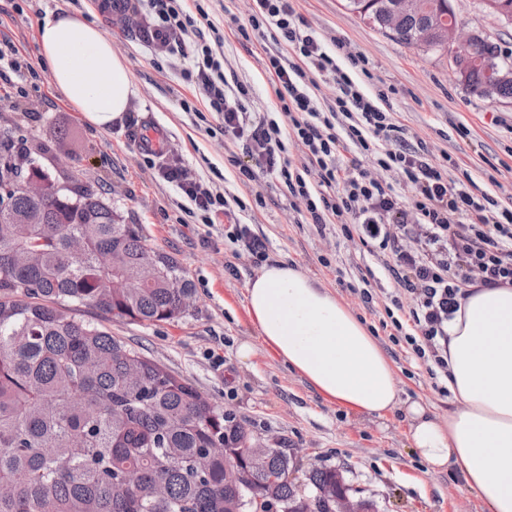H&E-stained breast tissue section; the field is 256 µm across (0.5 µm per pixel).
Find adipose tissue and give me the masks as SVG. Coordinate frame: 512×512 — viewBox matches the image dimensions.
Listing matches in <instances>:
<instances>
[{
	"mask_svg": "<svg viewBox=\"0 0 512 512\" xmlns=\"http://www.w3.org/2000/svg\"><path fill=\"white\" fill-rule=\"evenodd\" d=\"M39 43L52 81L86 121L103 129L122 122L133 84L97 27L61 13L43 24ZM246 311L326 403L378 418L403 409L409 445L430 469H456L489 512H512V288L468 289L449 320L444 419L420 402L402 404L376 340L298 265L263 266L247 285Z\"/></svg>",
	"mask_w": 512,
	"mask_h": 512,
	"instance_id": "ef3b65f1",
	"label": "adipose tissue"
}]
</instances>
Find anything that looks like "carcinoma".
I'll return each mask as SVG.
<instances>
[{"mask_svg": "<svg viewBox=\"0 0 512 512\" xmlns=\"http://www.w3.org/2000/svg\"><path fill=\"white\" fill-rule=\"evenodd\" d=\"M390 0L368 23L408 45L448 16L446 0L396 26ZM468 92L488 67H512L500 47L474 44ZM36 202L15 192L0 215V512H305L320 490L349 492L343 476L313 467L304 490L280 449L252 460L250 432L162 364L112 336L104 322L170 321L194 294L179 263L145 244L106 193L72 180ZM153 261L157 279L132 280ZM182 281L177 294L169 279ZM101 319H85L78 307ZM236 456L247 478L226 468Z\"/></svg>", "mask_w": 512, "mask_h": 512, "instance_id": "1", "label": "carcinoma"}]
</instances>
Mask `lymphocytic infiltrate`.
<instances>
[{
	"label": "lymphocytic infiltrate",
	"mask_w": 512,
	"mask_h": 512,
	"mask_svg": "<svg viewBox=\"0 0 512 512\" xmlns=\"http://www.w3.org/2000/svg\"><path fill=\"white\" fill-rule=\"evenodd\" d=\"M249 24L274 26L279 42L300 58L287 64L268 55L278 105L252 121L245 109L249 88L241 84L226 91L223 58L202 38L213 26L204 8L190 13L179 0H147L138 31L150 47L171 54L193 41L181 75L217 113L218 131L241 147L246 161L239 166L240 180L275 178L304 203L308 223L353 228L362 241L377 243L381 266L398 286L391 298L393 341L404 342L432 378L447 379L448 322L466 288L512 285V210L486 192L454 182L447 170L429 162L424 147L392 141L395 125L386 93L365 92L358 78L362 57L346 52L340 41L325 46L306 30L292 0H253ZM315 74L332 76L338 86L334 102L324 109L309 91ZM292 139L306 149L298 163L288 157ZM364 154L374 155L380 168L402 173L412 190L410 204L371 178L360 161ZM143 156L148 169L189 201L188 212L200 223H211L219 212L233 215L227 198L192 176L180 160L148 150ZM407 237L415 238L416 247L403 248ZM406 295L414 298L412 307H404Z\"/></svg>",
	"instance_id": "f902f5d3"
}]
</instances>
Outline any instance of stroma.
Wrapping results in <instances>:
<instances>
[{
    "instance_id": "stroma-1",
    "label": "stroma",
    "mask_w": 512,
    "mask_h": 512,
    "mask_svg": "<svg viewBox=\"0 0 512 512\" xmlns=\"http://www.w3.org/2000/svg\"><path fill=\"white\" fill-rule=\"evenodd\" d=\"M183 5L190 11L203 6L223 34L226 89L249 87L248 116L276 111L267 57L278 52L292 62L296 55L281 49L272 27L238 34V26L248 23L252 0H183ZM452 5L460 24L512 53V24L486 13L480 0H452ZM293 6L325 44L344 40L348 51L365 58L372 74L365 89L388 94L403 138L427 147L437 162L453 159V180L472 182L512 206V101L471 95L453 78L450 52L401 45L347 10L344 0H294ZM73 11L95 26L104 24L98 0L75 6L69 0H0V32L30 66L26 79L12 73L0 77V100L8 105L0 112V129L10 130L16 143L49 146V153L33 155L35 165L49 169L60 162L102 187L125 222L141 226L148 247L176 258L191 280L189 315L156 325L115 320L113 336L182 376L255 438L287 452L299 465L296 479L314 466L335 468L352 496L374 500L379 512H487L457 472L429 470L412 452L399 412L382 419L349 414L324 402L304 378L269 354L245 308L247 283L258 267L236 255L226 237L228 219L219 214L209 224L189 223L187 200L146 168L123 125H90L52 84L39 30L54 15ZM108 38L134 86L130 112L163 128L171 154L213 190L246 203L237 219L266 239L269 260L297 264L336 294L391 360L402 399L427 402L433 412L447 415L449 399L434 389L427 365L392 342L382 326L394 282H374L368 303L339 284L377 269L371 247L339 225L322 230L307 223L303 204L274 178L243 184L234 162L238 147L209 135L204 123L184 111V103L201 108L205 99L182 78L178 60L146 46L131 27H113ZM258 193L265 199L260 207L254 201ZM244 343L253 349L247 360L238 356ZM217 353L223 364L214 362Z\"/></svg>"
}]
</instances>
